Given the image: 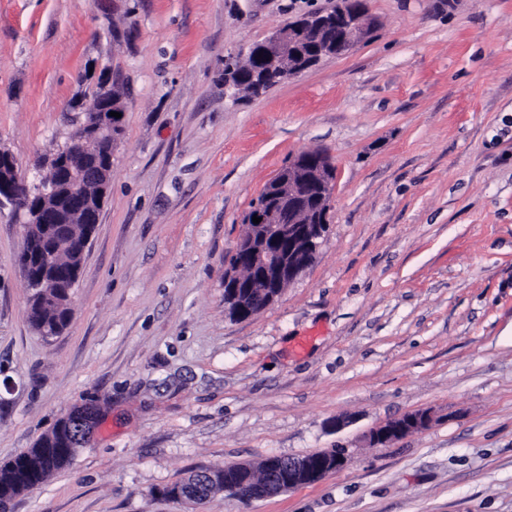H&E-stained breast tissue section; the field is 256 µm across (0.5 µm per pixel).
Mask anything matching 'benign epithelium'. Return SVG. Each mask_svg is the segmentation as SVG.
<instances>
[{"label":"benign epithelium","instance_id":"benign-epithelium-1","mask_svg":"<svg viewBox=\"0 0 512 512\" xmlns=\"http://www.w3.org/2000/svg\"><path fill=\"white\" fill-rule=\"evenodd\" d=\"M324 13L311 14L293 24L291 37L283 40L282 32H275L260 42L261 53L273 65L280 67L283 78L300 74L315 66L316 58L333 56L322 47L319 37L328 31ZM372 25L368 13L361 11L344 27L343 42L355 47ZM112 101L93 114L92 119L77 126L72 133V149L60 161L59 174L53 184L37 189H13L7 197L0 196V207L9 206L12 214L23 221L22 253L34 250L44 252L48 265L55 264L54 254L45 251L52 232L51 210H60L66 202L71 213L89 227L98 223L95 207L87 201L85 191L97 189V202H104L111 182L112 150L118 135L120 119L112 117ZM17 170L13 155L0 149V180L7 183ZM336 181V167L326 153L316 158L297 155L281 170L275 182L278 204L247 212L243 224L250 235L238 240L233 253L246 256L251 271L258 274V283L244 285L233 265L224 270V308L236 318H248L257 306L272 305L285 285L297 279L316 259L329 224L330 199L321 194L313 208L304 212L300 200L310 186L325 188ZM261 218L257 224L253 217ZM431 421L426 411H415L388 420L374 427L368 434L370 444L384 446L425 429ZM58 423L70 429L71 452L76 454L93 438L100 424L99 408L93 403L75 406L61 415ZM344 464V453L336 448L315 457L273 456L267 460L266 479L255 482L245 463L238 464L236 477L224 476V492L245 503L269 499L300 486L316 483L339 470ZM215 482L210 471H197L192 478L180 484L175 497L180 501L195 502L209 495Z\"/></svg>","mask_w":512,"mask_h":512}]
</instances>
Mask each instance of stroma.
I'll list each match as a JSON object with an SVG mask.
<instances>
[{
  "label": "stroma",
  "instance_id": "obj_1",
  "mask_svg": "<svg viewBox=\"0 0 512 512\" xmlns=\"http://www.w3.org/2000/svg\"><path fill=\"white\" fill-rule=\"evenodd\" d=\"M336 0H0V147L22 177L100 74L123 136L72 320L26 318L0 212V464L69 408L105 419L11 512H512V0H365L376 25L259 97L224 60ZM337 168L315 262L247 319L224 309L242 218L301 152ZM430 425L388 445L373 427ZM343 449L319 483L177 502L202 468ZM430 421V414L426 411L409 412L371 429L368 434V440L373 446H384L424 430Z\"/></svg>",
  "mask_w": 512,
  "mask_h": 512
}]
</instances>
